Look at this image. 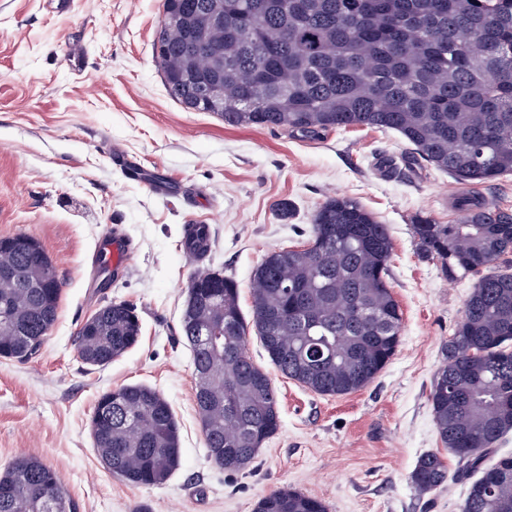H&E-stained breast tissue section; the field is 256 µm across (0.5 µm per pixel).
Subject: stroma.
<instances>
[{
  "label": "stroma",
  "mask_w": 512,
  "mask_h": 512,
  "mask_svg": "<svg viewBox=\"0 0 512 512\" xmlns=\"http://www.w3.org/2000/svg\"><path fill=\"white\" fill-rule=\"evenodd\" d=\"M161 15L162 0H70L65 10L56 0H0V238L38 240L62 282L38 353L0 358V472L21 456L40 459L60 473L77 512H254L286 487L327 512H459L471 482L438 436L429 396L478 276L447 277L412 230L419 214L455 223L458 185L406 163L409 149L392 131L312 138L186 109L156 63ZM116 151L145 180L116 165ZM334 193L389 227L399 346L367 386L331 397L284 376L248 336L249 355L277 389L281 426L247 469L226 472L207 452L180 332L195 270L184 231L208 225L206 264L236 280L248 317L256 267L274 250L308 244L316 209ZM281 201L291 207L285 221ZM115 233L134 251L106 288L92 255ZM114 301L134 306L141 338L107 366L85 365L78 331ZM139 384L168 400L179 428L180 464L160 487L114 477L90 434L98 396ZM427 453L444 459L448 480L422 494L410 474Z\"/></svg>",
  "instance_id": "35a3bbf8"
}]
</instances>
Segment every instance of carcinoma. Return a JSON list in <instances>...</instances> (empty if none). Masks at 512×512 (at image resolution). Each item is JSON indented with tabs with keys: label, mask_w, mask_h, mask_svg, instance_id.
<instances>
[{
	"label": "carcinoma",
	"mask_w": 512,
	"mask_h": 512,
	"mask_svg": "<svg viewBox=\"0 0 512 512\" xmlns=\"http://www.w3.org/2000/svg\"><path fill=\"white\" fill-rule=\"evenodd\" d=\"M163 0L162 16L186 2ZM191 32L164 23L156 62L169 94L190 109L212 81L224 87L215 114L231 127H281L319 136L366 126L397 132L414 161L447 172L465 191L455 224L417 217L421 254L444 273L466 276L512 252V212L474 187L512 174V0H224V30L208 41L224 49V69L190 49ZM210 241L196 224L187 253ZM310 249L282 248L256 268L253 317L246 323L237 282L208 268L195 272L181 320L193 366L210 395L198 409L213 462L250 466L280 427L272 379L249 356L253 328L272 364L311 391L341 396L381 372L399 345L402 313L386 282L392 240L387 225L358 202L327 198L313 216ZM0 356L35 355L58 317L61 282L43 246L27 235L0 238ZM51 279L47 288L33 284ZM213 333L204 345L198 334ZM141 322L133 306L111 302L78 332V356L105 366L134 347ZM440 440L462 474H476L460 512H512V455L490 465L494 446L512 431V273L481 277L448 341L430 393ZM95 447L112 475L137 487L161 486L180 463L176 421L166 398L146 385L101 393ZM443 459L422 456L410 475L420 493L442 486ZM75 512L55 469L21 457L0 474V512ZM256 512H326L321 500L282 489Z\"/></svg>",
	"instance_id": "obj_1"
}]
</instances>
